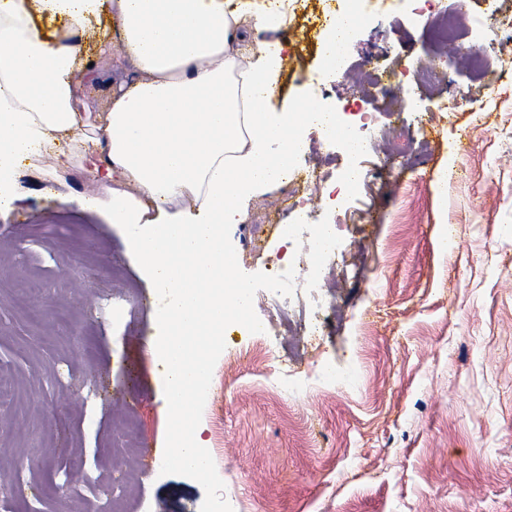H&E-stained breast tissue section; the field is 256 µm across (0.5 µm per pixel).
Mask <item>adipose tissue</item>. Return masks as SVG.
I'll use <instances>...</instances> for the list:
<instances>
[{
	"label": "adipose tissue",
	"instance_id": "ef3b65f1",
	"mask_svg": "<svg viewBox=\"0 0 512 512\" xmlns=\"http://www.w3.org/2000/svg\"><path fill=\"white\" fill-rule=\"evenodd\" d=\"M67 19L64 36L32 23V12ZM111 12L123 46L116 68L137 79L113 93L105 134L75 147L79 124L71 76L84 28ZM357 10L343 11L326 38L324 63L340 72ZM283 22L273 7L244 0H0V210L15 199L25 161L80 160L109 199V221L163 292L152 351L165 369L172 461L210 469L197 406L210 358L228 319L249 322L250 283L224 247V227L244 219L254 196L278 186L309 128L358 145L315 100L277 108L283 48L252 45L254 32ZM126 189H117V181Z\"/></svg>",
	"mask_w": 512,
	"mask_h": 512
}]
</instances>
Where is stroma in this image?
I'll return each mask as SVG.
<instances>
[{"label": "stroma", "mask_w": 512, "mask_h": 512, "mask_svg": "<svg viewBox=\"0 0 512 512\" xmlns=\"http://www.w3.org/2000/svg\"><path fill=\"white\" fill-rule=\"evenodd\" d=\"M322 10L301 0L255 36L285 45L277 107L311 97L349 124L356 85L396 84L406 56L440 59L441 75L427 89L402 79L370 155L302 157L324 186L358 168L349 205L366 219L327 255L289 235V261L314 281L288 297L295 331L249 238L253 224L273 234L287 185L228 228L263 329L226 322L211 358L197 407L208 475L169 462L165 371L150 349L160 290L121 228L77 206L100 197L97 181L78 163H27L0 213V512H512V0H472L488 26L463 25L459 39L497 57L480 74L428 39L435 13L365 0L335 77L319 53ZM117 44L103 19L72 75L76 111L99 126L135 79L113 69Z\"/></svg>", "instance_id": "obj_1"}]
</instances>
